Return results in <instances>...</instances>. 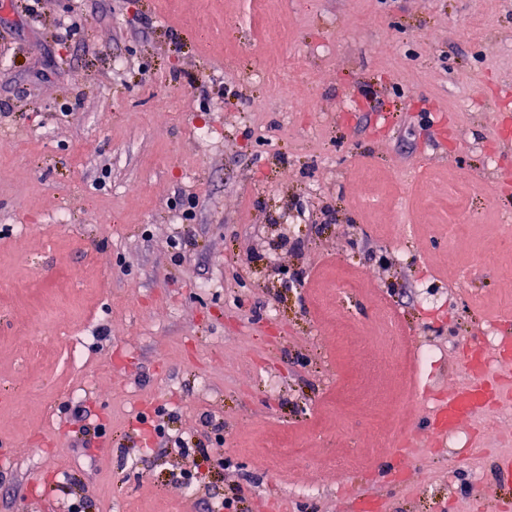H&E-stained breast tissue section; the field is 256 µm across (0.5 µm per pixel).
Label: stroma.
Returning <instances> with one entry per match:
<instances>
[{
	"mask_svg": "<svg viewBox=\"0 0 512 512\" xmlns=\"http://www.w3.org/2000/svg\"><path fill=\"white\" fill-rule=\"evenodd\" d=\"M508 141L512 0H40L34 18L0 0V512L512 505V443L466 455L482 426L512 433L503 403L438 446L406 408L414 452L381 449L410 384L381 314L435 351L429 402L470 378L512 293L492 268L454 285L476 248L512 261ZM178 440L213 461L189 500Z\"/></svg>",
	"mask_w": 512,
	"mask_h": 512,
	"instance_id": "stroma-1",
	"label": "stroma"
}]
</instances>
